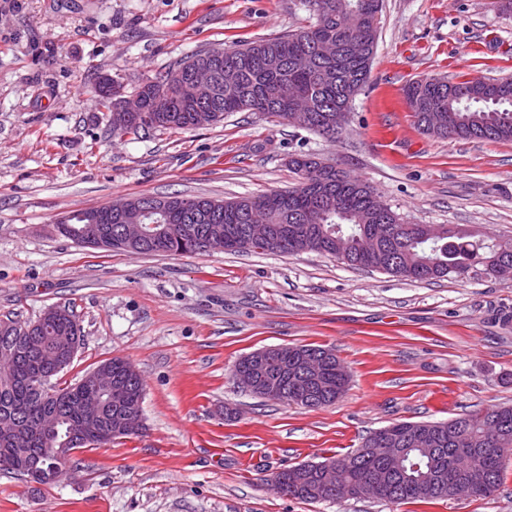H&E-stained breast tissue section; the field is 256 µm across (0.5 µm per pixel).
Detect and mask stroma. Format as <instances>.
Wrapping results in <instances>:
<instances>
[{
  "label": "stroma",
  "instance_id": "obj_1",
  "mask_svg": "<svg viewBox=\"0 0 512 512\" xmlns=\"http://www.w3.org/2000/svg\"><path fill=\"white\" fill-rule=\"evenodd\" d=\"M301 0H0V319L73 307L80 345L61 380L128 360L144 381L142 434L73 455L48 485L0 471V512H512V452L481 499L307 503L265 475L343 455L397 420L512 405V285L431 282L316 253L136 255L82 248L68 212L148 194L232 199L295 186L315 153L373 186L408 224L512 237V141L424 133L403 95L425 78H512V13L496 0H382L370 78L331 143L249 112L184 131L112 135L93 92L203 49L305 28ZM332 347L351 374L335 405L261 402L230 369L255 350Z\"/></svg>",
  "mask_w": 512,
  "mask_h": 512
}]
</instances>
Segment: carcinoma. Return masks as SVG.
<instances>
[{"mask_svg": "<svg viewBox=\"0 0 512 512\" xmlns=\"http://www.w3.org/2000/svg\"><path fill=\"white\" fill-rule=\"evenodd\" d=\"M312 22L304 29L268 40L239 46L196 52L177 67L155 77L151 84L136 88L143 112L119 138H138L153 129L192 128L194 112L212 113V121L233 112H251L288 121L291 98L307 97L311 116L305 129L332 141L345 131L342 122L349 104L366 83L378 40L381 0H304ZM205 61L213 73L212 96L200 102L191 91L184 74ZM408 106L421 128H430L431 117L440 113L447 128L435 132L439 138L511 141L512 79L448 81L430 78L409 83L404 88ZM291 168L298 184L287 190L288 199L271 205L277 195L271 191L240 197L228 202L222 212L209 211V198L195 197L196 206L181 221L168 224L153 214L144 218L146 237L139 251L144 254L179 255L204 253L224 244L229 252H241L239 241L246 237L245 217L258 206L268 210L274 225V242L256 243L251 251L297 255L318 252L353 267L368 268L414 281H434L449 275L465 277L471 273L492 277L498 262L512 263V238H486L468 228L439 226L440 236L431 242L420 239L416 225L405 224L390 207L377 209L376 191L336 166L310 154L292 158ZM85 210L70 213L66 224H56L57 232L72 241L83 233L99 235L94 248L123 251L118 243L120 225L88 224ZM4 325L15 326L11 319H0V361L11 366V373H0V448L10 447L7 431L19 428L29 435L23 449L29 468L18 471L38 484L51 483L54 459L42 452L52 446L94 448L105 433L112 442L108 417L112 414V395H101L104 409H86L80 397L89 393L77 384L46 383L49 393L29 385L39 370L51 368L67 343L81 335V327L65 321L37 328L34 340L25 350L16 349ZM336 355L327 357L319 377L313 409L335 404L346 393L350 374L337 366ZM110 376L124 385L131 401L143 400L144 385L137 372H128L125 359L108 360ZM291 362H276L267 374L279 379L283 387L281 403L293 402L289 392ZM391 427L402 433L421 430L429 433L433 445L416 448L407 443L410 464L419 468L396 474L384 463L362 452V448L342 455L325 457L283 467L274 477L288 476L297 488L293 499L307 503L333 502L315 486L313 470L336 463V479L350 483L372 474L383 484L379 501L391 505L406 502L445 501L460 496L483 498L500 485L504 458L492 452L498 444L512 445V406H498L482 413L463 414L447 421H397ZM476 448L478 452L455 473L453 482L438 486L430 471L448 473L455 448ZM483 471L488 486L483 491L467 488L468 471Z\"/></svg>", "mask_w": 512, "mask_h": 512, "instance_id": "1", "label": "carcinoma"}]
</instances>
